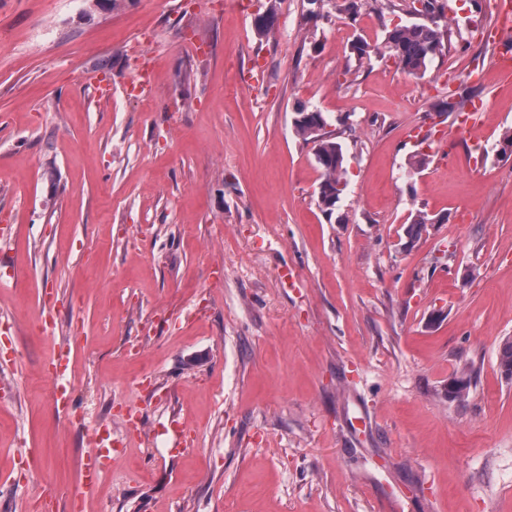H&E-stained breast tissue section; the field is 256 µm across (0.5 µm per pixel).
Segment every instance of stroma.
Instances as JSON below:
<instances>
[{
    "label": "stroma",
    "mask_w": 512,
    "mask_h": 512,
    "mask_svg": "<svg viewBox=\"0 0 512 512\" xmlns=\"http://www.w3.org/2000/svg\"><path fill=\"white\" fill-rule=\"evenodd\" d=\"M395 2L280 0L262 38L271 0H0V512L47 488L71 512L90 425L126 404L144 435L82 512H512V91L477 81L452 164L411 173L432 148L407 139L491 62L495 4L446 0L412 78L349 50L409 22ZM301 104L347 151L330 217ZM61 347L83 426L42 374ZM483 109L484 104L477 102L465 112H457L452 121L454 129L461 134H466L468 131L480 128ZM294 117L296 118L293 126L295 134L305 141L311 140L314 135L312 129L323 122H328L327 117L315 109H309L307 106L296 108Z\"/></svg>",
    "instance_id": "obj_1"
}]
</instances>
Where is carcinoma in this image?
<instances>
[{
  "mask_svg": "<svg viewBox=\"0 0 512 512\" xmlns=\"http://www.w3.org/2000/svg\"><path fill=\"white\" fill-rule=\"evenodd\" d=\"M433 17L428 22L397 24L386 30L384 40L379 45H371L364 39H356L350 45V53L358 59L376 56L381 59L391 57L399 67L410 75H421L427 70L433 57L444 48L445 36L450 29L440 24L444 17V5L439 0H427ZM277 13L269 9L258 16L255 22L257 34L271 33L276 24ZM294 117L295 134L305 141L313 138L312 129L327 117L320 111L306 106L296 108ZM314 158L322 172L323 190L318 198V206L327 216H332L337 204L346 195L348 182L345 179V153L343 146L334 139H324L314 145ZM501 374L512 380V339L504 341L499 352Z\"/></svg>",
  "mask_w": 512,
  "mask_h": 512,
  "instance_id": "1",
  "label": "carcinoma"
}]
</instances>
